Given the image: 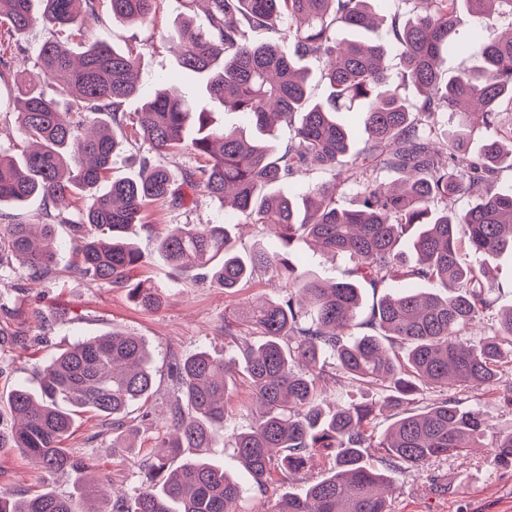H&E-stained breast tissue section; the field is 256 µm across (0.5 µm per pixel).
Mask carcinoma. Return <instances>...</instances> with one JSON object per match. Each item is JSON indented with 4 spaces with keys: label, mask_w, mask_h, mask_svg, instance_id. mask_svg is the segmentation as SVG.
I'll list each match as a JSON object with an SVG mask.
<instances>
[{
    "label": "carcinoma",
    "mask_w": 512,
    "mask_h": 512,
    "mask_svg": "<svg viewBox=\"0 0 512 512\" xmlns=\"http://www.w3.org/2000/svg\"><path fill=\"white\" fill-rule=\"evenodd\" d=\"M95 0H0V38L11 49L37 26L84 33ZM162 0H110L112 21L153 23ZM205 5L206 26L185 15L166 35L177 65L198 76L206 97L242 116L244 127H215L210 113L175 83L156 90L138 112L124 103L141 96L140 65L132 50L87 43L78 60L66 40L45 42L37 61L18 72V119L30 149L20 156L0 151V207L39 196L46 207L70 195L82 203L84 231L80 272L105 288H122L139 307L162 304L158 289L132 278L144 256L128 237L150 202L184 199L182 187L203 188L232 210L222 224H185L156 236L157 251L176 270L232 293L262 269L284 284L286 294L244 308L224 322L239 358L196 350L169 364L173 397L160 417L156 445L167 454L138 464L139 486L108 492L112 479L87 480L90 463L63 447L75 417L92 413L114 432L133 422L129 408L154 393L152 354L144 341L109 331L77 341L48 356L39 388L16 386L6 400L13 425L3 426L0 449L22 453L47 473L69 477L73 492L43 490L19 497L0 489V512H237L239 484L222 465L199 453L179 465L186 448H234L235 462L266 492L272 469L298 472L319 453L333 466L320 480L283 498L276 512H388L390 475L370 467L366 449L378 448L389 470L422 467L441 457L479 448L493 434L494 458L512 467V429L496 431L481 407L465 395L485 388L512 406V309L478 340L460 337L493 307L483 267L465 265L460 252L482 255L512 250V187L498 185L501 165L512 169V35L484 44L481 65L441 79L450 52L467 44L458 32L466 11L474 37L501 18L512 20V0H417L415 13L388 27V44L347 39L339 33L372 32L383 22L381 0H181L188 11ZM278 37L252 42L247 31ZM396 51L401 81L388 67ZM309 58L324 63L323 98L312 99ZM419 95L412 105L401 84ZM66 98L71 121L58 111ZM349 112L353 126L336 120ZM452 112L456 124L437 116ZM293 137L275 149L276 124ZM140 135L153 153L187 151L201 165L185 171L180 186L153 157L141 160L135 179L106 182L127 139ZM488 137L474 152L472 136ZM367 134L362 150L350 149L352 131ZM408 177L394 190L373 176L368 160ZM313 169L331 179L302 197L270 189ZM358 188L356 207L337 196ZM476 195L467 209L457 198ZM260 225L283 244L303 240L333 255H349V279L326 283L293 262L285 251L257 245L241 253L229 225ZM53 224H1L0 272L23 262L34 281L55 274ZM428 280L440 292L408 289L372 306L352 329L362 308L361 287L377 288L397 275ZM250 387L245 410L251 423L224 432V412L238 370ZM347 379L374 387L379 398L322 409L328 383ZM395 411L381 433L379 409Z\"/></svg>",
    "instance_id": "cac0c4a2"
}]
</instances>
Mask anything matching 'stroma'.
Here are the masks:
<instances>
[{"instance_id":"1","label":"stroma","mask_w":512,"mask_h":512,"mask_svg":"<svg viewBox=\"0 0 512 512\" xmlns=\"http://www.w3.org/2000/svg\"><path fill=\"white\" fill-rule=\"evenodd\" d=\"M99 23L90 24L87 37L121 49L131 48L141 56L137 81L143 96L161 87L176 71V59L164 39L179 15V0H163L152 25H116L112 22L109 0H96ZM14 79L0 81V150L20 154L28 142L17 121ZM190 206L157 202L146 207L133 239L143 252L146 264L137 272L139 280L154 285L164 297L163 305L147 311L137 307L121 289L102 288L75 268L77 241L69 224L78 220L80 203L69 199L58 210L45 212L40 198L10 210L12 222L45 219L56 225L57 267L51 282L30 280L27 271L14 266L0 279V396H6L19 383L37 387L38 367L49 354L66 348L75 340L118 330L141 337L154 357L155 392L153 403L165 402L172 394L168 376L171 354L198 348L214 354L234 351L224 334V319L245 303L281 295L277 283L267 276H256L236 293L196 281L168 267L157 255V229L175 224H219L224 208L206 192L197 191ZM292 257L319 277L338 282L347 279L352 266L349 258L313 251L306 243L295 242ZM464 263L484 264L490 272L495 299L494 311L485 315L482 326L495 322L496 315L512 308V253L483 257L465 253ZM99 421L92 414L77 417L68 447L86 453L94 471L110 475L114 487L127 489L137 484V465L157 455L156 433L150 423L138 425L131 436L128 453L113 448L111 440L95 437ZM210 458L230 468L241 487L240 512H274L278 500L296 493L303 485L320 478L332 465L328 456L318 457L304 471L285 474L272 471L269 489L259 493L251 476L236 467L232 449H210ZM491 447L474 448L466 453L432 461L421 469L410 468L392 474L394 489L389 498L390 512H512V468L495 464ZM0 487L19 494L50 488L71 491L67 478L37 469L24 455L0 451Z\"/></svg>"}]
</instances>
